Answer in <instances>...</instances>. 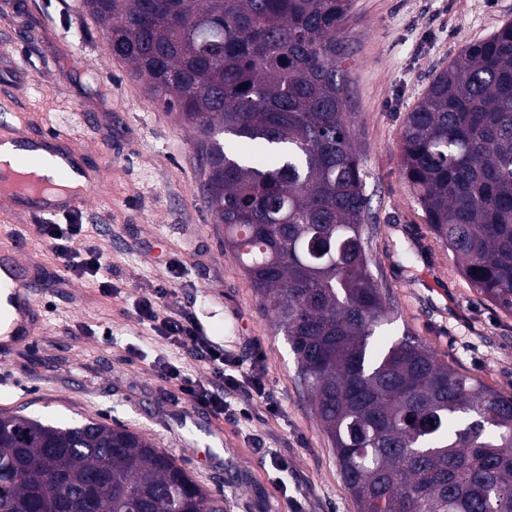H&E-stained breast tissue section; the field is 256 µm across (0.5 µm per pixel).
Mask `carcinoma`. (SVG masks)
<instances>
[{
	"instance_id": "carcinoma-1",
	"label": "carcinoma",
	"mask_w": 512,
	"mask_h": 512,
	"mask_svg": "<svg viewBox=\"0 0 512 512\" xmlns=\"http://www.w3.org/2000/svg\"><path fill=\"white\" fill-rule=\"evenodd\" d=\"M86 5L131 78L195 131L204 204L295 356L356 512H512V396L386 330L346 111L353 0ZM400 154L434 237L512 314V22L434 75ZM0 512H224V496L123 427L0 411Z\"/></svg>"
}]
</instances>
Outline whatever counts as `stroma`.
Returning <instances> with one entry per match:
<instances>
[{
	"instance_id": "stroma-1",
	"label": "stroma",
	"mask_w": 512,
	"mask_h": 512,
	"mask_svg": "<svg viewBox=\"0 0 512 512\" xmlns=\"http://www.w3.org/2000/svg\"><path fill=\"white\" fill-rule=\"evenodd\" d=\"M507 21L512 0H353L345 66L375 227L370 259L395 305L393 334L411 332L460 373L512 396V315L460 273L400 166L405 117L433 74ZM12 128L73 130L101 184L77 220L89 225L117 293L102 297L90 278L59 287L62 273L27 218L1 222L0 245L24 237L22 259L42 275L44 321L0 361V410L125 426L223 495L224 512H356L294 356L203 203L192 130L130 77L85 0H0V132ZM162 285L174 291L165 313L192 312L231 350L227 373L263 369L265 396L225 389L238 418L200 411L178 425L192 404L157 365L201 379L209 370L138 319L137 302ZM278 459L288 464L280 474Z\"/></svg>"
}]
</instances>
